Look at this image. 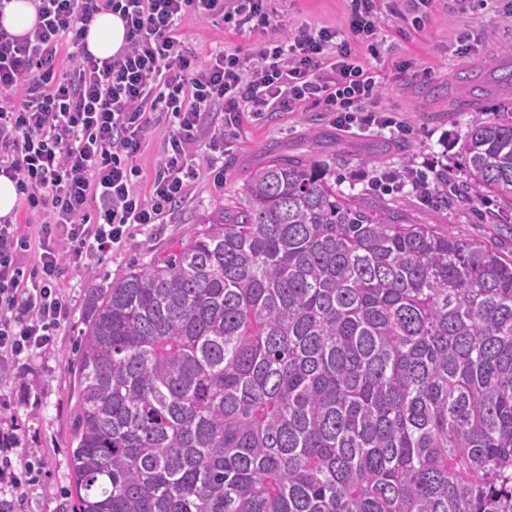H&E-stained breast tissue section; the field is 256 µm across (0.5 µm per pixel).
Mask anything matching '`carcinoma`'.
<instances>
[{
  "instance_id": "1",
  "label": "carcinoma",
  "mask_w": 512,
  "mask_h": 512,
  "mask_svg": "<svg viewBox=\"0 0 512 512\" xmlns=\"http://www.w3.org/2000/svg\"><path fill=\"white\" fill-rule=\"evenodd\" d=\"M472 100L488 80L466 69ZM471 189L512 206V119ZM275 154L169 253L88 289L73 512H512V258Z\"/></svg>"
}]
</instances>
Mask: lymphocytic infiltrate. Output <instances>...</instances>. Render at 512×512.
<instances>
[{"label": "lymphocytic infiltrate", "instance_id": "lymphocytic-infiltrate-1", "mask_svg": "<svg viewBox=\"0 0 512 512\" xmlns=\"http://www.w3.org/2000/svg\"><path fill=\"white\" fill-rule=\"evenodd\" d=\"M37 23L24 37L0 27V176L15 182L26 212L40 218L37 241L0 223V373L22 355L49 346L68 321L59 289L66 271L90 270L120 243L130 224H159L185 197L201 166L216 167L224 136L212 134L202 156L188 147L214 106L238 112L323 104L343 128L393 126L377 104L378 82L334 31L301 26L279 36L267 0H34ZM120 14L126 45L99 59L85 49L96 15ZM223 17L235 31L259 33L245 67L219 50L206 67L176 37L186 14ZM77 61L61 71L62 47ZM20 101H13L16 90ZM165 125L150 198L136 189V164L149 128ZM31 269L21 258L30 247ZM28 449L0 433V512L32 478Z\"/></svg>", "mask_w": 512, "mask_h": 512}]
</instances>
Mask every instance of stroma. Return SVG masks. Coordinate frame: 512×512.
Returning <instances> with one entry per match:
<instances>
[{
  "label": "stroma",
  "mask_w": 512,
  "mask_h": 512,
  "mask_svg": "<svg viewBox=\"0 0 512 512\" xmlns=\"http://www.w3.org/2000/svg\"><path fill=\"white\" fill-rule=\"evenodd\" d=\"M280 32L302 25L334 30L338 40L355 42L349 28L352 0H271ZM412 0H381L377 55L359 48L362 62L377 74L380 102L405 128L394 136L382 128L340 131L332 113L313 101L294 111L255 114L250 109L206 113L198 133L224 132L222 175L201 170L186 197L160 224H133L127 238L93 265L92 273L70 272L61 282L70 317L49 349H37L0 377V430L18 429L23 447L33 449L39 478L28 486L21 512H72L70 410L77 387L76 344L87 315L86 290L122 274L133 261H150L193 225L207 223L219 208L239 206L250 172L270 153H313L335 162L336 189L361 202L377 201L401 210L414 224H433L455 235L478 239L512 256V208L470 187L462 145L475 117L512 115V87L496 90L482 114L462 108L465 88L456 82L462 66L481 72L512 66V0H430L420 25L412 23ZM178 35L206 63L221 47L250 61L258 40L235 32L222 17L187 15ZM471 47L460 56V45ZM409 167L436 169L441 179L430 197L407 191L382 193L371 177Z\"/></svg>",
  "instance_id": "obj_1"
}]
</instances>
